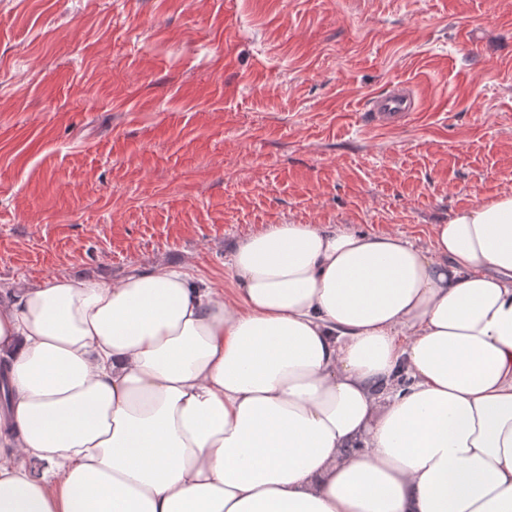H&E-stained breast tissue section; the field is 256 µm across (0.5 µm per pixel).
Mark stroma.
<instances>
[{"label": "stroma", "mask_w": 512, "mask_h": 512, "mask_svg": "<svg viewBox=\"0 0 512 512\" xmlns=\"http://www.w3.org/2000/svg\"><path fill=\"white\" fill-rule=\"evenodd\" d=\"M419 109L370 126L369 98ZM512 191V0H0V286L231 289L272 224L426 239ZM417 109L415 96L408 88L397 84L385 93L372 97L362 116L367 123H389L404 120Z\"/></svg>", "instance_id": "obj_1"}]
</instances>
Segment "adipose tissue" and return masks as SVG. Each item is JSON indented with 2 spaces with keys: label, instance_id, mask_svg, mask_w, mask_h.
<instances>
[{
  "label": "adipose tissue",
  "instance_id": "adipose-tissue-1",
  "mask_svg": "<svg viewBox=\"0 0 512 512\" xmlns=\"http://www.w3.org/2000/svg\"><path fill=\"white\" fill-rule=\"evenodd\" d=\"M0 304V512H512V192Z\"/></svg>",
  "mask_w": 512,
  "mask_h": 512
}]
</instances>
